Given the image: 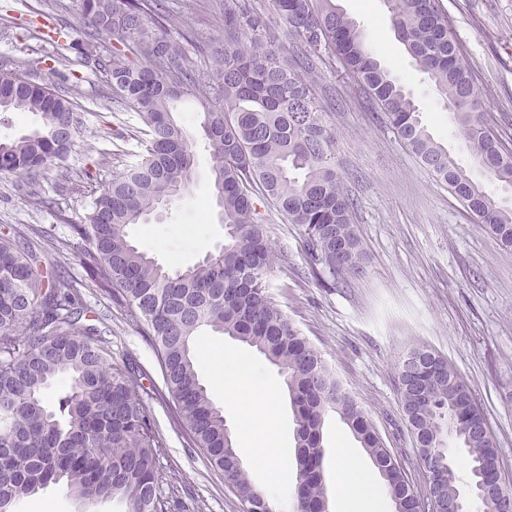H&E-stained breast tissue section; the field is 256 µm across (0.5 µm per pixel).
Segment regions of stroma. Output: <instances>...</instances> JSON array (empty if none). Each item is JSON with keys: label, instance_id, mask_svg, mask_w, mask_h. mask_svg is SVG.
I'll use <instances>...</instances> for the list:
<instances>
[{"label": "stroma", "instance_id": "35a3bbf8", "mask_svg": "<svg viewBox=\"0 0 512 512\" xmlns=\"http://www.w3.org/2000/svg\"><path fill=\"white\" fill-rule=\"evenodd\" d=\"M362 29L376 58L415 97L435 139L461 163L469 156L445 101L396 37L387 0H335ZM482 97L487 127L512 147V0H440ZM88 26L82 0H0V66L33 80H52L64 67L80 78V130L61 161L21 178L0 174V231L21 228L31 247L52 251L82 223L94 195L124 172L139 150L143 123L126 108L113 113L112 88L87 74L73 45ZM320 102L335 127L336 168L354 201L365 273L346 285H323L309 270L304 232L274 207L259 203L269 244L277 256L268 275L275 301L323 355L397 457L412 484L425 476L402 411L397 366L412 347L426 345L458 371L482 409L501 467L512 476V249L475 223L447 186L396 139L375 106L345 73L324 75ZM196 167L189 191L160 217L128 229L130 240L167 269H183L216 254L224 226L211 181L208 147L195 140ZM84 299L112 334L116 366H134L139 395L162 439L159 471L165 512H244L202 449L193 447L169 397L157 351L106 292L89 288ZM198 344L247 360L256 378L282 384L277 368L230 337L201 331ZM289 467L279 486L296 482L295 422L281 397L273 426ZM323 469L332 478L335 450L353 448L359 463L372 462L348 427L329 414L323 431ZM124 512L119 500L83 504L56 485L21 500L15 512Z\"/></svg>", "mask_w": 512, "mask_h": 512}]
</instances>
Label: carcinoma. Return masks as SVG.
I'll list each match as a JSON object with an SVG mask.
<instances>
[{"label":"carcinoma","instance_id":"carcinoma-1","mask_svg":"<svg viewBox=\"0 0 512 512\" xmlns=\"http://www.w3.org/2000/svg\"><path fill=\"white\" fill-rule=\"evenodd\" d=\"M205 0H83L88 39L113 40L95 73L112 99L143 119L138 163L94 198L72 240L54 250L56 266L88 259L86 278L45 279L43 254L17 229L0 234V512L47 486L79 501L118 499L125 512H164L157 467L161 438L137 392L133 369L112 366L107 330L87 323L81 289L102 288L124 303L153 342L163 380L194 447L224 476L247 512H272L237 454L224 410L211 400L194 356L208 329L240 341L278 368L295 421L294 512H328L323 427L336 413L370 457L396 512H456L460 489L448 476V441L466 453L470 484L501 476L487 422L448 360L427 346L399 363L402 407L420 455L433 456L440 481L415 489L357 402L317 349L269 295L275 254L255 199H267L304 228L307 263L319 279L346 282L364 271L354 204L336 170V131L316 98L318 79L341 67L383 112L399 141L461 202L467 214L512 248V207L499 204L422 123L411 94L365 44L333 0H224V47L209 49L197 15ZM397 37L445 97L472 165L512 187V150L491 135L480 94L439 0H387ZM298 36L290 50L276 34ZM204 54L198 66L187 48ZM202 94L199 133L212 155L223 249L176 271L129 240L160 205L187 191L195 172L193 135L173 118L175 102ZM73 87L58 92L17 69L0 68V112H32L40 127L0 139V173L29 174L63 159L79 130ZM66 380L63 390L56 389Z\"/></svg>","mask_w":512,"mask_h":512}]
</instances>
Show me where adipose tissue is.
Returning <instances> with one entry per match:
<instances>
[{
  "instance_id": "ef3b65f1",
  "label": "adipose tissue",
  "mask_w": 512,
  "mask_h": 512,
  "mask_svg": "<svg viewBox=\"0 0 512 512\" xmlns=\"http://www.w3.org/2000/svg\"><path fill=\"white\" fill-rule=\"evenodd\" d=\"M225 392L236 391L243 397L239 430L247 442L253 462L267 474L263 488L273 512H288L283 497L276 490L287 467L276 446L271 425L279 400L278 390L256 381L248 362H238L233 370L220 373ZM336 504L339 512H379L381 499L367 475L357 467L350 449L336 451Z\"/></svg>"
}]
</instances>
